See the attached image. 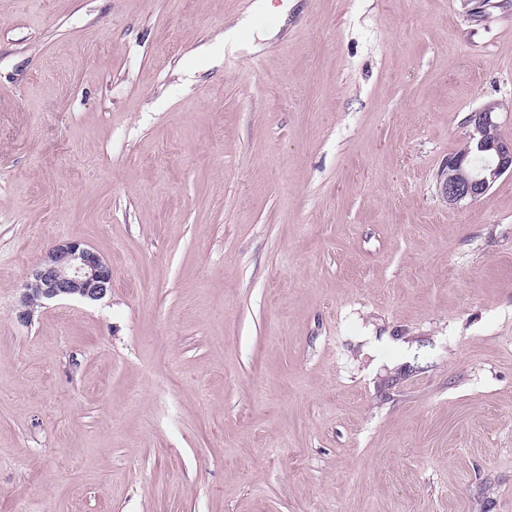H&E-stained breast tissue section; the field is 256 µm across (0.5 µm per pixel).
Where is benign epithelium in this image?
I'll list each match as a JSON object with an SVG mask.
<instances>
[{"label":"benign epithelium","mask_w":512,"mask_h":512,"mask_svg":"<svg viewBox=\"0 0 512 512\" xmlns=\"http://www.w3.org/2000/svg\"><path fill=\"white\" fill-rule=\"evenodd\" d=\"M495 108L488 105L472 113L470 140L474 149L488 156L481 169L465 173L467 155L448 157L440 173V191L450 206L472 203L484 196L506 173L512 174V138L484 140L483 132L496 125ZM112 291V267L107 260L81 240L70 239L54 245L22 286L18 318L27 322L36 308L51 301L103 300Z\"/></svg>","instance_id":"obj_1"}]
</instances>
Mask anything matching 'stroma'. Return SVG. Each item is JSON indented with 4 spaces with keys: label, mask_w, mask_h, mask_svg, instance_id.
<instances>
[{
    "label": "stroma",
    "mask_w": 512,
    "mask_h": 512,
    "mask_svg": "<svg viewBox=\"0 0 512 512\" xmlns=\"http://www.w3.org/2000/svg\"><path fill=\"white\" fill-rule=\"evenodd\" d=\"M269 2L0 0V512H512V0ZM493 106L482 107L472 112L468 121L473 127L470 140L474 149L488 156V161L480 170L465 173L467 154L459 153L448 157L440 173V191L450 206L472 203L484 196L506 173L512 174V138L500 137L497 141L486 142L483 132L497 126L493 120ZM18 318L27 322L47 302L103 300L112 291V267L81 240L54 245L21 288Z\"/></svg>",
    "instance_id": "obj_1"
}]
</instances>
